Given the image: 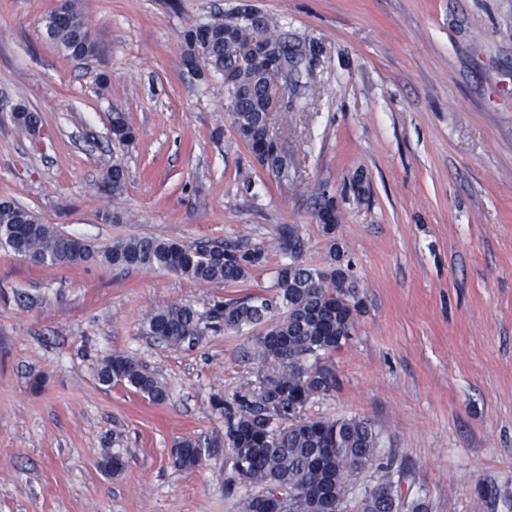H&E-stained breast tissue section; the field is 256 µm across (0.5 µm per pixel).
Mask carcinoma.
I'll return each instance as SVG.
<instances>
[{"mask_svg": "<svg viewBox=\"0 0 512 512\" xmlns=\"http://www.w3.org/2000/svg\"><path fill=\"white\" fill-rule=\"evenodd\" d=\"M47 36L66 55L97 54L79 0H66L64 14L52 10L44 21ZM255 24L216 16L185 32L188 46L200 52L193 67L221 77L233 75L237 100L234 127L250 151L273 148L262 141V129L280 92L277 73L256 62L249 51ZM17 125L30 133L40 116L25 108L14 113ZM112 137L118 145L135 139L123 113L112 116ZM104 191L115 197L126 185L125 170L110 165ZM319 220L327 230L336 224V204L322 197ZM0 240L14 241L31 261L44 266L102 263L138 270H167L198 285L237 283L266 259L261 247L241 249L222 243L181 244L148 236H131L104 247L86 245L84 254L70 251L71 236L43 223L34 213L8 201L0 202ZM340 250L330 252L329 269L310 268L296 260L277 268L268 294L216 301L201 315L186 304H172L147 316L146 333L158 342L180 348L194 345L210 332L260 328L254 358L260 368L258 389L240 392L216 403L224 411V433L204 441L184 438L171 450L174 467L201 465L214 449L232 452V474L224 491L240 485L258 492L242 503L243 512H429L426 501H407L400 481L393 479V460L381 451L380 432L365 417H310L315 399L338 387L332 353L356 332L360 300ZM98 383L133 389L154 403L168 398L166 385L131 356L112 354L100 360ZM374 470V480L361 486L347 504L357 478Z\"/></svg>", "mask_w": 512, "mask_h": 512, "instance_id": "obj_1", "label": "carcinoma"}]
</instances>
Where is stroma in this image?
Returning a JSON list of instances; mask_svg holds the SVG:
<instances>
[{
    "label": "stroma",
    "mask_w": 512,
    "mask_h": 512,
    "mask_svg": "<svg viewBox=\"0 0 512 512\" xmlns=\"http://www.w3.org/2000/svg\"><path fill=\"white\" fill-rule=\"evenodd\" d=\"M246 2L301 58L289 111L269 119L282 175L235 129L223 79L187 62L185 30ZM54 6L0 0V201L97 247L209 240L266 259L201 286L0 247V512H242L246 489L224 491L230 449L181 470L171 448L223 433L215 401L255 387L257 328L176 349L145 321L264 293L294 258L279 247L291 226L308 267L339 246L362 303L331 356L341 387L308 415L373 421L403 495L429 512H512V0H80L98 43L81 59L47 38ZM19 106L40 113L39 136L16 125ZM117 112L138 139L116 152ZM115 161L126 186L112 199L96 186ZM319 186L336 203L329 232ZM114 353L168 399L101 388Z\"/></svg>",
    "instance_id": "stroma-1"
}]
</instances>
